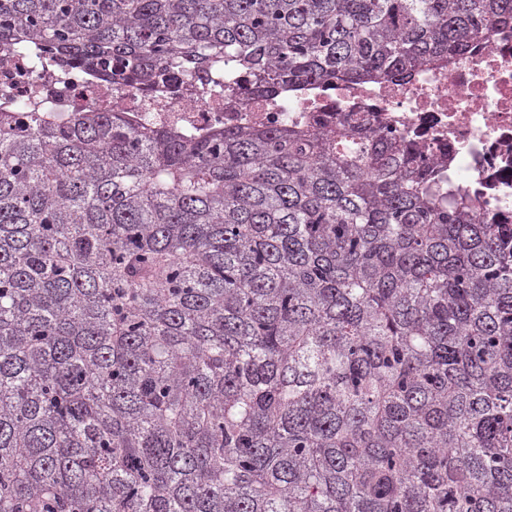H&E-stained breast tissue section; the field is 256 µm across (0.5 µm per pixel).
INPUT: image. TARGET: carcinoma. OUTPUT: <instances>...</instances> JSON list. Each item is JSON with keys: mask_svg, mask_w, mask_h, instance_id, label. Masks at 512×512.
<instances>
[{"mask_svg": "<svg viewBox=\"0 0 512 512\" xmlns=\"http://www.w3.org/2000/svg\"><path fill=\"white\" fill-rule=\"evenodd\" d=\"M512 0H0L149 89L408 79ZM413 143L0 111V512H512V225Z\"/></svg>", "mask_w": 512, "mask_h": 512, "instance_id": "cac0c4a2", "label": "carcinoma"}]
</instances>
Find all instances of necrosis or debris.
Returning a JSON list of instances; mask_svg holds the SVG:
<instances>
[{
	"instance_id": "1",
	"label": "necrosis or debris",
	"mask_w": 512,
	"mask_h": 512,
	"mask_svg": "<svg viewBox=\"0 0 512 512\" xmlns=\"http://www.w3.org/2000/svg\"><path fill=\"white\" fill-rule=\"evenodd\" d=\"M217 87L200 97L196 79L144 91L113 89L86 71L57 77L44 58L17 48L0 51V109L36 99L56 123L91 105L144 127H281L320 122L346 112L370 113L382 132L403 135L430 155L440 193L463 195L484 224H512V30L445 67L417 70L409 82L309 86L267 100Z\"/></svg>"
}]
</instances>
